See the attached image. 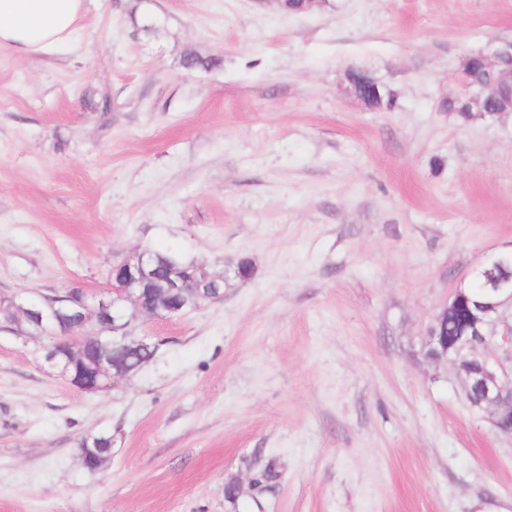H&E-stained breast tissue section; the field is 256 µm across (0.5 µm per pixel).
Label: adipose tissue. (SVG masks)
I'll return each instance as SVG.
<instances>
[{
  "label": "adipose tissue",
  "mask_w": 512,
  "mask_h": 512,
  "mask_svg": "<svg viewBox=\"0 0 512 512\" xmlns=\"http://www.w3.org/2000/svg\"><path fill=\"white\" fill-rule=\"evenodd\" d=\"M84 0H0V50L49 55L65 43Z\"/></svg>",
  "instance_id": "ef3b65f1"
}]
</instances>
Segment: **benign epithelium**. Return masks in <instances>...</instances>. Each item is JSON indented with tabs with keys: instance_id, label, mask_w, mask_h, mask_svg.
I'll return each mask as SVG.
<instances>
[{
	"instance_id": "7a95c632",
	"label": "benign epithelium",
	"mask_w": 512,
	"mask_h": 512,
	"mask_svg": "<svg viewBox=\"0 0 512 512\" xmlns=\"http://www.w3.org/2000/svg\"><path fill=\"white\" fill-rule=\"evenodd\" d=\"M351 84L366 104L381 98L376 82L356 75ZM152 255L148 250L131 254L112 264L109 274L110 293L99 296L82 291L76 306L87 311L112 313L102 331L112 333L116 345L127 347L130 329L139 320L129 301L155 283ZM484 278V297H468L470 278L456 281L448 300L426 330L421 356L429 366L446 362L464 376L465 397L474 399L473 407L482 419L501 437L512 440V244L487 254L475 268ZM450 314L463 317L465 331L450 336L443 321ZM61 340L68 352L78 356L85 342L83 329L69 328ZM45 363L67 379L77 391L96 394L109 389L112 383L128 374L113 369L108 357L91 366V375L77 376L70 371L66 355L50 351Z\"/></svg>"
}]
</instances>
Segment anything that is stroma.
Masks as SVG:
<instances>
[{
  "label": "stroma",
  "instance_id": "stroma-1",
  "mask_svg": "<svg viewBox=\"0 0 512 512\" xmlns=\"http://www.w3.org/2000/svg\"><path fill=\"white\" fill-rule=\"evenodd\" d=\"M511 41L512 0H85L52 55L0 51V294L101 291L143 249L253 268L142 317L154 358L94 395L0 330V512H512V441L418 356L512 242V112L445 108ZM480 56L484 61L488 62L504 56L512 58V43H506L497 47L490 55L493 57L492 60L484 54H481ZM481 58L479 57V54L473 55V57L466 63L467 69L465 68V65H463L458 73V80L466 90L464 97L473 95V87L469 81L468 72L470 73L472 80L476 83L486 84L488 81V72L490 71V68ZM351 84L357 96L362 99L367 105H371L374 101L381 98L378 102V108L391 107L392 102L387 93L380 88L376 82L364 75H356L352 78Z\"/></svg>",
  "mask_w": 512,
  "mask_h": 512
}]
</instances>
